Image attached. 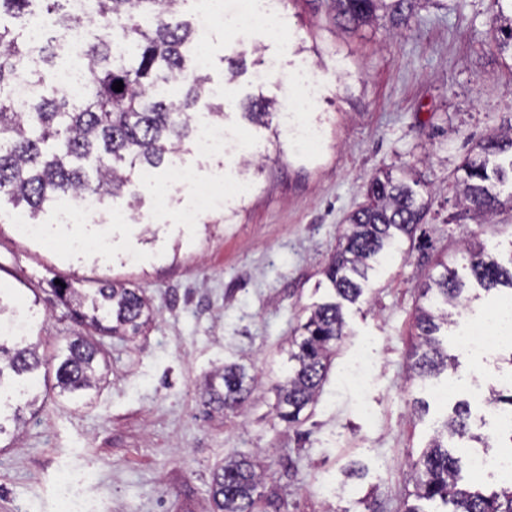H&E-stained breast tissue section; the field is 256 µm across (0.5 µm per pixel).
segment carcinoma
<instances>
[{"label": "carcinoma", "mask_w": 512, "mask_h": 512, "mask_svg": "<svg viewBox=\"0 0 512 512\" xmlns=\"http://www.w3.org/2000/svg\"><path fill=\"white\" fill-rule=\"evenodd\" d=\"M421 0H334L336 25L371 26L381 19L394 26L407 23ZM503 0H493L496 19L491 42L512 49V15H504ZM45 10L51 29L80 30L91 25L96 34L85 41L87 78L78 94L59 92L51 80L59 64L51 46L40 48L41 65L27 67L32 52L20 28L5 19L22 20ZM197 32L180 18L179 0H92L91 17L73 19L64 0H0V198L26 207L30 223L44 206L60 198L93 194L104 203L129 194L133 199L150 187L134 180L169 164L194 131L192 110L209 97L208 79L191 63L189 52ZM42 87L39 96L19 108L8 94L21 72ZM123 82V91L112 89ZM176 83L182 93L168 96L163 87ZM243 116L267 126L271 112L261 97L251 99ZM454 191L459 204L479 224L502 205L499 187L512 176V126L497 131L477 146L458 167ZM421 180L412 171L384 170L371 176L365 202L347 217V228L325 269L334 300L315 303L297 329L289 350L293 363L274 386L276 417L295 426L318 396L332 363L333 349L345 332L343 303L355 304L364 293L368 272L412 238L428 203L416 190ZM469 269L484 290L504 286L512 296V269L500 266L471 248ZM443 272L429 277L421 296L426 304L415 316L418 341L410 353L411 379L424 380L455 368L436 334L451 321L448 308L460 303L464 282L458 272L441 263ZM55 295L82 322L114 336H137L150 323L154 309L137 288L100 282L87 293L56 286ZM90 305H85V301ZM101 356L84 336L66 341L56 367L61 394L82 400L102 379ZM42 358L32 347L9 348L0 342V390L8 381L23 384L22 393L36 405L35 375ZM246 370L226 365L206 381V404L217 410H236L249 398ZM464 406L455 409L443 429L413 463L417 472L415 496L441 501L446 512H512V481L488 495L462 482L460 459L448 451V438L473 439ZM263 475L243 456L224 463L212 477L213 512H255Z\"/></svg>", "instance_id": "1"}]
</instances>
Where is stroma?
I'll return each mask as SVG.
<instances>
[{"instance_id": "1", "label": "stroma", "mask_w": 512, "mask_h": 512, "mask_svg": "<svg viewBox=\"0 0 512 512\" xmlns=\"http://www.w3.org/2000/svg\"><path fill=\"white\" fill-rule=\"evenodd\" d=\"M442 3L425 0L400 29L386 20L339 29L332 0H280L281 38L215 23L205 73L224 91L222 121L240 133L243 157L186 142L177 162L190 180L159 170L141 201L113 202L105 249L73 251V239L96 238L101 227L56 223L54 202L41 216L43 235L21 236L13 205L0 200V288L24 320L19 345L46 359L38 410L22 409L24 426L0 436V512H58L59 480L88 470L96 478L78 492L92 512H208L212 476L236 455L265 470L260 490L280 512H404L411 462L456 403H471L474 433L492 431L472 385L499 387L512 350L475 359L458 351L459 327L449 326L442 339L457 368L435 380L451 389L443 404L410 382L406 360L419 290L437 258L461 268L467 247L481 245L512 264V206L478 224L462 217L453 190L464 157L512 125V54L487 44L491 0ZM236 48L245 65L233 77L224 57ZM304 60L322 86L309 114L322 132L313 153L242 115L257 95L284 107ZM400 165L423 174L430 211L401 253L370 271L360 300L344 306L346 336L318 400L300 429L289 428L274 414L272 390L288 365L286 340L308 306L330 300L323 270L367 180ZM239 177L249 186L242 197L226 188ZM203 187L215 199L206 210ZM189 212L196 223H185ZM59 278L141 289L157 315L131 340L79 327L53 293ZM78 332L107 363L84 405L55 386V357ZM363 348L372 365L358 386L346 370ZM229 363L255 379L247 407L204 409L206 378Z\"/></svg>"}]
</instances>
